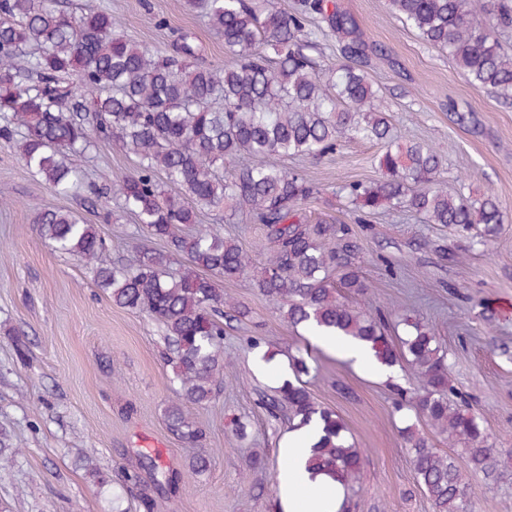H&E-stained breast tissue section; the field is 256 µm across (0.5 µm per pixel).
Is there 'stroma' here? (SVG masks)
I'll return each instance as SVG.
<instances>
[{
    "label": "stroma",
    "mask_w": 512,
    "mask_h": 512,
    "mask_svg": "<svg viewBox=\"0 0 512 512\" xmlns=\"http://www.w3.org/2000/svg\"><path fill=\"white\" fill-rule=\"evenodd\" d=\"M84 10L111 7L131 42L167 52L181 34L191 36L204 64L226 61L224 42L183 0H74ZM372 46L370 76L380 90L394 131L436 147L449 191L479 196L493 191L507 221L498 237L472 244L458 264L442 258L461 240L449 228L421 224L408 212L373 216L355 224L342 200H308L310 219L354 225L363 249L361 274L374 303L403 304L423 319L446 347L454 385L472 396L489 441L512 450V101L475 90L445 54L426 46L387 7L386 0H338ZM464 120H457V113ZM383 147L346 142L320 160L279 159L320 188L379 179ZM72 163L98 186L132 170V157L110 142L98 143ZM70 210L97 225L107 240L105 263H132L143 238L113 196L88 203L48 190L0 139V435L18 454L0 467V512H145L131 476L142 457L160 472L176 470L174 492L156 497L152 512H284L270 488L284 460L287 423L269 418L258 403L282 377L288 357L307 351L312 394L340 414L364 467L358 512H432L418 488L400 429L408 413L396 408L392 384L408 386L405 368L380 374L331 352L307 332L294 331L277 305L249 280L218 286L252 313L224 338V392L192 407L206 429L209 462L194 473V448L166 426L164 410L175 398L166 343L146 315L115 306L98 288L92 265L56 252L36 232V209ZM496 309L486 320L484 304ZM262 338L277 370L260 367ZM246 424L245 437L232 432ZM262 454L264 468L247 471ZM475 512H512V460L504 478L486 484L469 474Z\"/></svg>",
    "instance_id": "stroma-1"
}]
</instances>
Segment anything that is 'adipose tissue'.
Instances as JSON below:
<instances>
[{
    "mask_svg": "<svg viewBox=\"0 0 512 512\" xmlns=\"http://www.w3.org/2000/svg\"><path fill=\"white\" fill-rule=\"evenodd\" d=\"M315 440L308 428L290 432L285 440L288 464L279 475L284 512H340L341 485L324 475L312 476L306 467Z\"/></svg>",
    "mask_w": 512,
    "mask_h": 512,
    "instance_id": "obj_1",
    "label": "adipose tissue"
}]
</instances>
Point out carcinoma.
Returning <instances> with one entry per match:
<instances>
[{
	"label": "carcinoma",
	"instance_id": "1",
	"mask_svg": "<svg viewBox=\"0 0 512 512\" xmlns=\"http://www.w3.org/2000/svg\"><path fill=\"white\" fill-rule=\"evenodd\" d=\"M185 5L223 38L227 63H193L196 47L185 37L172 55L135 45L110 7L77 14L66 0H0V138L14 142L25 166L62 196L105 193L85 181L70 155L104 141L135 158L113 194L162 249L140 250L129 267L104 264L107 242L97 225L61 209H40L33 223L57 251L96 264L97 285L113 303L147 314L160 327L179 385L166 422L200 449L192 469L207 467L208 449L188 408L211 403L223 390L224 325L250 314L224 296L216 279L248 278L268 301L281 304L291 327L315 325L347 336L387 368L406 363L412 383L394 386L398 399L411 404L431 433L462 445L470 471L497 480L501 452L488 443L474 406L451 403L447 354L428 323L395 307L349 301L369 288L359 273L357 238L346 224L309 223L303 204L323 189L266 158L319 160L346 140L385 144L381 179L334 191L357 224L392 209L486 242L505 221L502 203L491 192L476 199L449 193L435 148L394 144L397 135L369 76L368 45L336 0H298L290 12L273 0ZM388 7L425 44L446 52L475 89L512 98V56L497 39L499 29L512 27V0H493L482 27L470 20L471 0H388ZM314 18L320 19L316 30L309 28ZM319 34L336 38L342 58L326 76L309 55ZM206 212L221 214L224 224L245 218L262 225L267 260L254 265L237 240L200 223ZM179 259L185 265L176 273L172 264ZM391 319L404 328L396 345L386 334ZM310 373L304 354L291 356L288 377L259 397L291 428L320 424L308 467L342 485L341 512H350L363 452L345 420L316 401L303 381ZM400 432L432 512H474L475 492L456 457L433 448L413 422Z\"/></svg>",
	"mask_w": 512,
	"mask_h": 512
}]
</instances>
